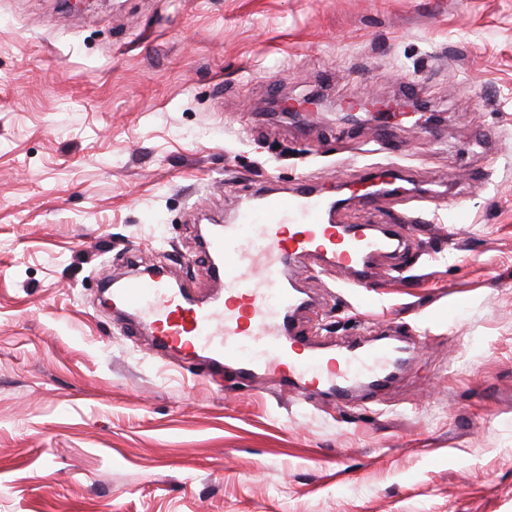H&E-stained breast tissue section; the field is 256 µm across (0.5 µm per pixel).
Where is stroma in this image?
I'll use <instances>...</instances> for the list:
<instances>
[{"label":"stroma","mask_w":512,"mask_h":512,"mask_svg":"<svg viewBox=\"0 0 512 512\" xmlns=\"http://www.w3.org/2000/svg\"><path fill=\"white\" fill-rule=\"evenodd\" d=\"M380 167L336 220L413 265L287 274L309 342L411 346L382 390L212 383L100 302L212 295L207 219ZM0 512H512V0H0ZM393 171L391 168L381 169L374 172L362 174L360 177L350 182V197L347 200H355L362 206H371L376 201L379 191L373 186L376 179L387 184L388 190L397 192L400 186L397 185V178L389 173ZM377 174V175H375ZM375 175V176H374Z\"/></svg>","instance_id":"obj_1"}]
</instances>
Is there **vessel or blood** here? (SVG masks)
<instances>
[{"label":"vessel or blood","mask_w":512,"mask_h":512,"mask_svg":"<svg viewBox=\"0 0 512 512\" xmlns=\"http://www.w3.org/2000/svg\"><path fill=\"white\" fill-rule=\"evenodd\" d=\"M379 181L398 189L394 175L381 169L354 179L351 199L373 205ZM337 205L305 183L288 192L257 188L250 206L206 243L215 259L209 272L222 286L218 296L192 299L159 267L117 279L112 299L149 327L156 348L204 358L212 378L231 366L245 381L266 374L302 396L328 388L340 398L361 375L369 386L385 387L399 347L377 339L332 353L294 335L292 317L302 299L287 282L286 267L301 257L321 259L366 288L373 259L396 241L387 225L335 223Z\"/></svg>","instance_id":"vessel-or-blood-1"}]
</instances>
